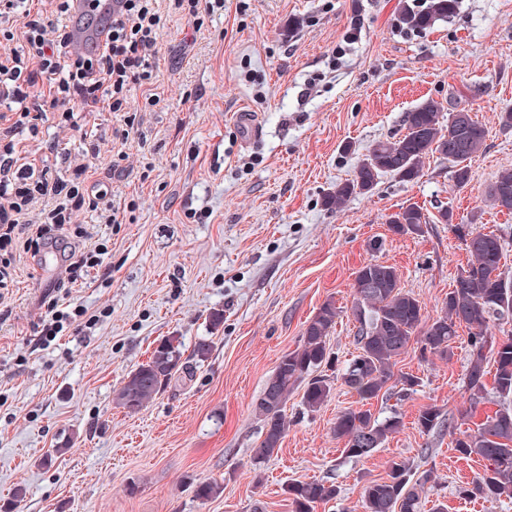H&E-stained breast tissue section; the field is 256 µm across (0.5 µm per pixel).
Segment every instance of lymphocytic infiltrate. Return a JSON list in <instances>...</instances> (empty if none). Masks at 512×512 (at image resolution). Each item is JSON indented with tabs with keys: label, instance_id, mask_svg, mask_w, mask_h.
<instances>
[{
	"label": "lymphocytic infiltrate",
	"instance_id": "f902f5d3",
	"mask_svg": "<svg viewBox=\"0 0 512 512\" xmlns=\"http://www.w3.org/2000/svg\"><path fill=\"white\" fill-rule=\"evenodd\" d=\"M116 3L104 44L85 54L70 50L71 0H0V16L12 21L0 28V120L7 123V140L0 143V289L14 282V247L34 253L52 235L71 233L64 275L44 300L42 336L48 343L85 317L79 307L61 310L60 297L101 266L105 253L93 245L90 227H71L74 207L88 206L103 224L122 223L124 215L104 195L90 194L84 182L69 184L50 167L20 162L14 138H38L49 116L57 127L71 129L81 114L125 111L132 86L156 83L158 38L166 22L158 0Z\"/></svg>",
	"mask_w": 512,
	"mask_h": 512
}]
</instances>
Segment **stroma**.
<instances>
[{
  "label": "stroma",
  "mask_w": 512,
  "mask_h": 512,
  "mask_svg": "<svg viewBox=\"0 0 512 512\" xmlns=\"http://www.w3.org/2000/svg\"><path fill=\"white\" fill-rule=\"evenodd\" d=\"M399 0H224L223 14L194 31L168 17L159 38L153 89L132 87L123 112H93L79 130L45 120L33 158L62 154L59 177L84 170L103 184L120 224L74 211L108 251L99 270L73 288L71 306L95 315L50 344L39 332L44 293L64 270V242L24 254L16 279L0 294V507L15 512H292V482L330 481L340 494L318 512H362L365 481L391 462L431 474L419 492L424 508L512 512V500L459 495L483 470L460 458L454 436L423 434L420 409L469 415L465 371L468 330L451 360L405 354L398 368L421 384L405 400L378 398L376 416L402 421L382 448L349 459L332 426L357 401L342 384L315 412L293 390L288 431L277 456L254 464L263 423L254 411L279 358L295 350L325 301L339 312L328 338L339 360L356 353L354 279L370 259L395 266L404 290L436 316L469 256L453 224L476 223L504 240L512 272V213L485 201L497 173L512 168V130L497 115L512 107V0H459L457 14L416 32L402 27ZM359 24L356 43L346 41ZM159 101L146 107L147 92ZM444 112L467 108L487 129L472 178L456 189L446 160L430 158L417 180L382 176L372 193L327 208L325 195L351 178L363 154L404 132L425 99ZM252 113L262 139L243 144L236 118ZM94 137H86V129ZM128 130L127 140L115 131ZM124 154L119 168L113 155ZM421 207V234L399 235L388 220ZM453 214L440 224V209ZM54 266L40 278L37 267ZM220 323H212L213 313ZM175 336L184 354L208 338L212 352L190 376L172 381L141 411L127 412L114 393L160 340ZM202 481L223 486L202 501ZM26 496L13 503L16 487Z\"/></svg>",
  "instance_id": "1"
}]
</instances>
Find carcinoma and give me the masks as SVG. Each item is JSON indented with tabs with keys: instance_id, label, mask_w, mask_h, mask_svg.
<instances>
[{
	"instance_id": "cac0c4a2",
	"label": "carcinoma",
	"mask_w": 512,
	"mask_h": 512,
	"mask_svg": "<svg viewBox=\"0 0 512 512\" xmlns=\"http://www.w3.org/2000/svg\"><path fill=\"white\" fill-rule=\"evenodd\" d=\"M459 0H429L423 10L402 5L400 23L407 29L423 31L440 20L453 17ZM487 129L477 120L463 134L457 132L454 113L443 117L439 102L428 99L407 113L405 132L394 141H380L363 158L351 178L336 184L325 196L331 208L353 196L371 193L381 176L389 174L401 182H412L422 173L425 161L437 154L448 160L454 186L466 187L471 181V161L486 147ZM488 201L495 208L512 212V169L501 170L488 190ZM438 223L449 224L465 246L469 263L461 268L445 297L440 313L425 318L420 301L400 287L397 269L377 259L363 263L355 272V282L367 281L371 291L355 296L353 316L358 323L355 341L358 354L339 369L342 383L357 396V406L341 411L333 423L336 439L344 443L348 458L369 456L387 438L398 432L401 421L393 414L379 419L369 408L370 401L384 394L402 399L414 393L421 378L412 373H395L401 356L414 347L448 361L458 328H468L469 361L466 389L471 406L490 401L494 393L498 408L475 427L462 428L459 421L444 417L440 408L430 405L419 411L416 425L429 434L444 426L455 435L454 448L462 458L476 457L484 462L483 473L459 489L464 497L499 501L512 498V336L496 338L489 334L490 322L512 315V273L504 270L503 240L493 232L471 225L453 223V214L439 211ZM389 223L397 234H420L428 220L417 205L403 207ZM338 311L333 301L324 302L307 322L301 344L284 354L266 382L254 410L263 421V439L253 449V461H268L280 448L288 430L284 405L288 392L304 385L302 405L310 412L321 408L333 390L335 377L320 372L334 368L327 337L336 324ZM181 342L172 337L157 345L148 360L131 370L115 393L118 406L130 413L140 411L153 400L180 370L191 366L182 360ZM495 366L493 387L487 388L488 363ZM431 479L428 471L415 475L404 462L390 465L387 477L364 484L363 512H421L416 487ZM221 492L215 481L196 486V497L208 501ZM294 512H316L334 500L339 488L333 482L289 483L284 488Z\"/></svg>"
}]
</instances>
